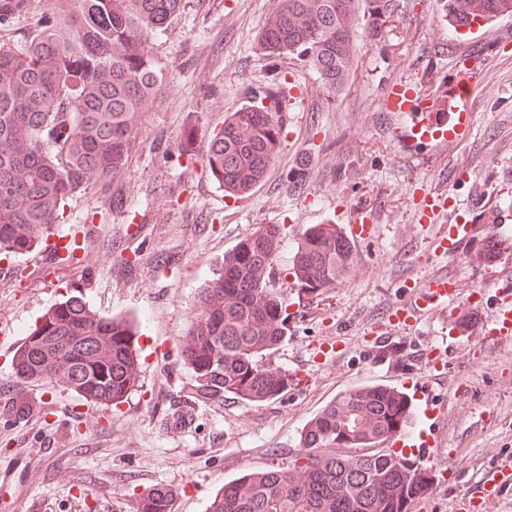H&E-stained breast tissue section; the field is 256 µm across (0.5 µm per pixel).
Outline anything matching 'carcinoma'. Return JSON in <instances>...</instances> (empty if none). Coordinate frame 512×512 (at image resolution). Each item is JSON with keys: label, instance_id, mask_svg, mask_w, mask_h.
I'll use <instances>...</instances> for the list:
<instances>
[{"label": "carcinoma", "instance_id": "obj_1", "mask_svg": "<svg viewBox=\"0 0 512 512\" xmlns=\"http://www.w3.org/2000/svg\"><path fill=\"white\" fill-rule=\"evenodd\" d=\"M52 16L20 45H0V261L39 247L74 194L109 186L129 168L145 113L166 90L150 42L164 34L183 0H57ZM400 0H278L255 53L294 56L327 88L347 83L359 33L379 36L375 15L392 18ZM449 24L512 15V0H444ZM253 98L212 134L203 168L224 192L243 196L265 181L282 127L280 102ZM282 244L265 224L224 254L184 333L193 404L233 398L258 403L288 387V371L262 356L288 333L283 300L268 287ZM91 243L55 253V266H81ZM357 258L332 224H310L289 273L318 297L347 280ZM230 275L235 287H224ZM134 333L124 318L95 315L69 295L27 331L15 355L23 381L59 382L97 404L118 405L137 382ZM408 418L384 394L346 391L300 435L305 463L246 474L224 484L209 512H412L423 470L374 451ZM174 493L153 488L137 512H172Z\"/></svg>", "mask_w": 512, "mask_h": 512}]
</instances>
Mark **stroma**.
<instances>
[{"label":"stroma","instance_id":"obj_1","mask_svg":"<svg viewBox=\"0 0 512 512\" xmlns=\"http://www.w3.org/2000/svg\"><path fill=\"white\" fill-rule=\"evenodd\" d=\"M277 0H185L167 35L152 52L164 67L167 91L141 122L129 171L119 180L122 212L108 206L109 189L75 194L57 234L94 223L87 266L60 267L36 275L46 263L34 251L12 263L31 271L15 282L0 273V397L25 398L22 416L0 414V512H135L149 489L175 494L174 512H207L225 482L250 471L301 460L303 427L344 390L387 384L392 374L367 335L387 309L403 301L407 284L440 273L457 276L465 290L493 304L505 287L498 270L512 267V237L501 238L495 270L479 260L489 226L512 225V16L459 33L449 27L438 0H405L381 37L364 40L348 85L327 89L294 58L263 59L254 52L265 18ZM55 0H31L0 20V43L19 44L51 16ZM473 87L471 127L461 141L399 140L398 116L383 97L390 84H412L438 101L460 72ZM295 100L282 117L283 144L264 183L249 196H225L222 188L189 164L175 142L193 135L203 153L227 112L255 92ZM301 182H293L295 171ZM449 191L460 221L475 233L448 262L431 243L443 223L421 221L422 191ZM358 218L374 226L354 244L353 277L323 296L299 293L286 269L309 224ZM131 223L141 225L142 261L132 280L114 278L119 257L112 241ZM264 224L281 225L282 250L270 286L282 293L288 334L267 363L293 373L295 382L262 403L225 400L184 403L179 392L190 376L176 346L198 293L240 240ZM175 266H156L163 251ZM83 294L98 315L139 320L138 379L126 402L88 405L58 384L16 379L12 357L24 331L67 293ZM409 394L440 406L436 421L416 428L435 431L439 447L404 448L423 469L443 471L426 512H453L459 496L475 488L496 464L512 461V340L449 346L435 318L390 337ZM450 348L446 378H430L423 362L433 347ZM100 415L102 428L44 417L35 401ZM71 468L75 487L55 479Z\"/></svg>","mask_w":512,"mask_h":512}]
</instances>
